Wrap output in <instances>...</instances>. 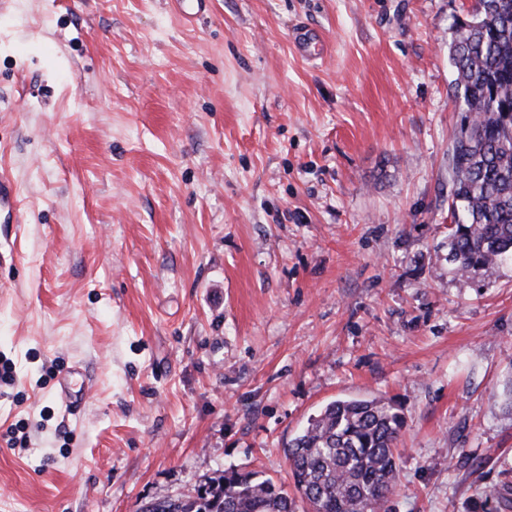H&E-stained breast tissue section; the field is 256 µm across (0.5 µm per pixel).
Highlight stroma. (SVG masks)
Returning <instances> with one entry per match:
<instances>
[{
    "mask_svg": "<svg viewBox=\"0 0 512 512\" xmlns=\"http://www.w3.org/2000/svg\"><path fill=\"white\" fill-rule=\"evenodd\" d=\"M471 2L0 0V512L288 486L308 419L370 396L406 416L388 512H512V262H448ZM89 390L90 387L86 385L81 369L72 367L60 376L56 395L66 412L76 414L81 410Z\"/></svg>",
    "mask_w": 512,
    "mask_h": 512,
    "instance_id": "35a3bbf8",
    "label": "stroma"
}]
</instances>
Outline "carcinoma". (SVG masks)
Wrapping results in <instances>:
<instances>
[{
    "label": "carcinoma",
    "instance_id": "1",
    "mask_svg": "<svg viewBox=\"0 0 512 512\" xmlns=\"http://www.w3.org/2000/svg\"><path fill=\"white\" fill-rule=\"evenodd\" d=\"M450 90L461 119L448 157L449 259L457 272L512 259V0H474L454 17ZM404 418L385 398L336 399L288 445L293 487L308 512H381L399 472L393 456ZM270 479L228 469L188 498L144 512H295Z\"/></svg>",
    "mask_w": 512,
    "mask_h": 512
}]
</instances>
